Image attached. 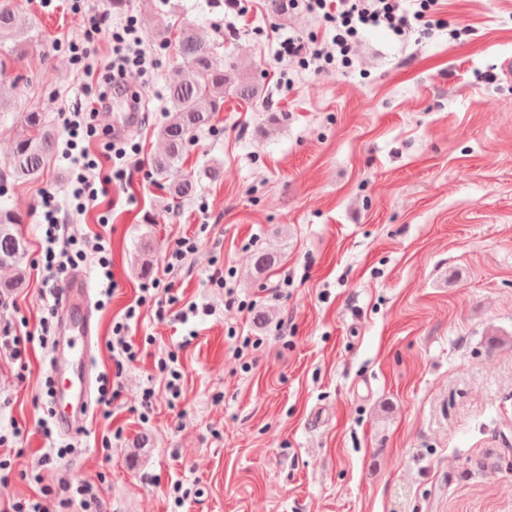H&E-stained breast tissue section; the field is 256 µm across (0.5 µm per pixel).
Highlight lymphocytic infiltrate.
Wrapping results in <instances>:
<instances>
[{"instance_id": "obj_1", "label": "lymphocytic infiltrate", "mask_w": 512, "mask_h": 512, "mask_svg": "<svg viewBox=\"0 0 512 512\" xmlns=\"http://www.w3.org/2000/svg\"><path fill=\"white\" fill-rule=\"evenodd\" d=\"M415 8H406L403 0H288L291 7L303 8L320 18L332 31L330 42L317 38L303 39L289 36L278 40L275 56L279 62L298 61L304 66L320 71L327 66L339 64L349 66L351 52L363 31L384 29L394 36L401 37L416 29L426 31L441 26L439 17L440 0H415ZM110 35L112 40V58L105 65L113 78H124L129 72H144L147 59L140 50V38L134 21H127L122 28L106 31L105 18L100 14L87 16L80 40L72 42L71 52L75 59L91 55L102 35ZM83 91L86 101L83 110L73 113L67 120L69 133L68 145L75 150L72 164L76 169L72 179V193L79 203L96 202L99 195L109 192L112 181L124 180L127 170L120 164L127 152L115 143H108L103 155L96 156L80 149L79 144L87 138L95 137L97 129L93 119L102 109L107 95L99 89V81L93 71H85ZM110 160L111 165L99 184H92L90 173L99 168L102 160ZM42 221L45 242L46 279L55 283L62 279L69 265L84 259L87 252L79 250L58 259L55 246L65 237L67 226L51 195H44L41 201ZM197 249V241L191 237H182L170 248L163 267V273L139 286V294L125 309L123 316L112 324L111 349L117 361L133 362L139 356V348L129 335L130 323L140 316L141 308L157 294H165L166 307L158 308L157 317H165L167 309H174L179 320H187L189 315L197 313V304H182L169 274L180 268L187 258ZM40 499L17 500L7 504L0 512H47V501H56L61 512H68L73 504H80L83 512H98L100 502L96 495L86 487L67 486L56 491L45 485L40 489Z\"/></svg>"}]
</instances>
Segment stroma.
Masks as SVG:
<instances>
[{
  "label": "stroma",
  "instance_id": "obj_1",
  "mask_svg": "<svg viewBox=\"0 0 512 512\" xmlns=\"http://www.w3.org/2000/svg\"><path fill=\"white\" fill-rule=\"evenodd\" d=\"M17 2L43 38L13 69L0 173L31 108L49 113L57 152L39 180L0 183L27 241V283L0 298V326L35 330L56 305L36 267L46 192L88 252L78 268L92 300L105 302L93 374L114 369L106 342L138 294L144 247L157 271L175 240L197 239L172 278L199 312L182 324L143 307L130 329L141 354L124 366L111 418L92 412L65 439L38 430L47 347L31 345L24 370L0 353V456L22 451L0 503L84 483L106 512H512V0H444L443 28L402 41L368 30L352 66L320 72L277 63L274 36L325 39L324 22L300 9L271 16L264 0H241L248 29L234 35L224 0H127L119 14L109 0ZM88 12L114 27L134 19L150 65L129 76L141 90L129 176L81 213L65 114L82 98L68 43ZM186 20L259 98L225 95L179 169L196 192L168 214L151 158L180 58L160 34ZM148 211L156 223H143ZM98 234L111 245L108 299L90 251ZM260 251L280 258L262 274ZM218 267L252 310L225 306L209 281ZM245 336L254 345L237 353ZM171 353L176 398L160 368ZM66 444L70 454L43 464ZM178 483L191 491L181 507Z\"/></svg>",
  "mask_w": 512,
  "mask_h": 512
}]
</instances>
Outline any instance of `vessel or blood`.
<instances>
[{"label": "vessel or blood", "instance_id": "vessel-or-blood-1", "mask_svg": "<svg viewBox=\"0 0 512 512\" xmlns=\"http://www.w3.org/2000/svg\"><path fill=\"white\" fill-rule=\"evenodd\" d=\"M57 311L58 337L49 356L53 420L66 435L81 431L90 408L89 343L94 331L90 290L82 276H71Z\"/></svg>", "mask_w": 512, "mask_h": 512}]
</instances>
